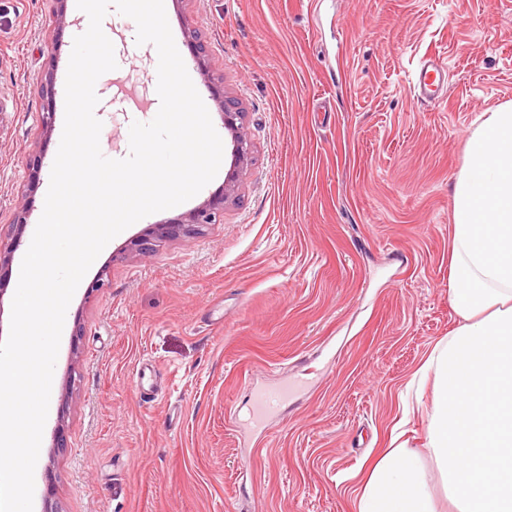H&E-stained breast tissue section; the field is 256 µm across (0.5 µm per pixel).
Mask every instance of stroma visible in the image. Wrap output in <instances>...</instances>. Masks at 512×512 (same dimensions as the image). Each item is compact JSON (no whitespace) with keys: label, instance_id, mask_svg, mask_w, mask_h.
I'll return each mask as SVG.
<instances>
[{"label":"stroma","instance_id":"obj_1","mask_svg":"<svg viewBox=\"0 0 512 512\" xmlns=\"http://www.w3.org/2000/svg\"><path fill=\"white\" fill-rule=\"evenodd\" d=\"M168 22L223 142L213 98L236 96L251 157L220 223L154 253L128 244L224 186L113 238L69 304L35 468L59 512H354L356 491L403 415L402 393L456 326L452 186L481 113L512 102V0H168ZM0 0V242L19 206L31 242L64 126L75 7ZM117 67L99 79L104 156L128 155L154 119L158 54L109 9ZM209 49L206 84L185 44ZM448 66L418 101L422 60ZM55 77L43 135L46 75ZM109 283L88 293L101 269ZM158 372L149 397L136 388ZM306 376L262 434L240 432L253 389ZM69 406L61 408V392ZM64 418L66 445L51 450Z\"/></svg>","mask_w":512,"mask_h":512}]
</instances>
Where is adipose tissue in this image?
I'll return each instance as SVG.
<instances>
[{"instance_id": "obj_1", "label": "adipose tissue", "mask_w": 512, "mask_h": 512, "mask_svg": "<svg viewBox=\"0 0 512 512\" xmlns=\"http://www.w3.org/2000/svg\"><path fill=\"white\" fill-rule=\"evenodd\" d=\"M451 236L458 321L420 369L433 390L424 451L382 449L357 512H435L438 490L457 512H512V104L483 113L469 134Z\"/></svg>"}]
</instances>
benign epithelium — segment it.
I'll return each instance as SVG.
<instances>
[{
    "label": "benign epithelium",
    "instance_id": "7a95c632",
    "mask_svg": "<svg viewBox=\"0 0 512 512\" xmlns=\"http://www.w3.org/2000/svg\"><path fill=\"white\" fill-rule=\"evenodd\" d=\"M187 42L190 53L200 70L205 83L212 84V75L208 63V49L204 41L194 30L187 32ZM52 77L41 82L42 97L47 100V111L44 112V136H49L54 116L52 99ZM218 110L224 115V126L231 135V166L232 172L224 184V195L213 196L198 206L182 224H154L145 237L135 240L131 250L139 255H145L156 250L162 243L179 238H190L201 232L202 227L215 224L226 205L237 198L236 186L239 172L248 156L251 154V143L247 136L244 123L245 113L242 112L239 100L226 93L217 96ZM27 224L26 217L18 218L11 242L7 246L0 245V268L7 265L13 249L21 242L23 230Z\"/></svg>",
    "mask_w": 512,
    "mask_h": 512
}]
</instances>
